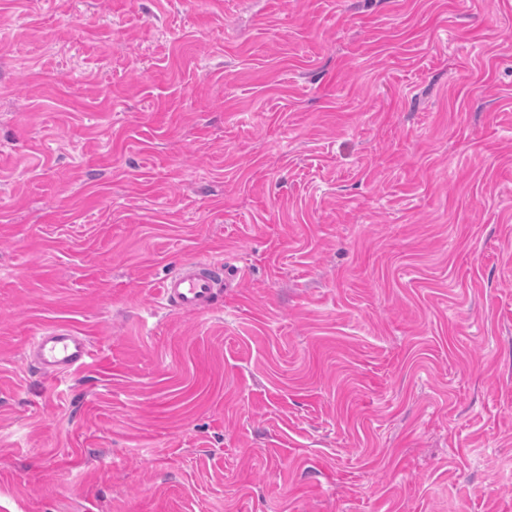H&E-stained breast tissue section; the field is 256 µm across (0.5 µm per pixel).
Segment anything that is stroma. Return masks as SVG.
<instances>
[{"label":"stroma","instance_id":"obj_1","mask_svg":"<svg viewBox=\"0 0 512 512\" xmlns=\"http://www.w3.org/2000/svg\"><path fill=\"white\" fill-rule=\"evenodd\" d=\"M0 512H512V0H0ZM223 275L222 264L194 262L186 265L161 283V305L178 312L205 313L213 305L215 286ZM26 353L47 377L84 371L93 358L87 336L64 326L48 327L33 336Z\"/></svg>","mask_w":512,"mask_h":512}]
</instances>
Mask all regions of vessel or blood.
<instances>
[{"mask_svg":"<svg viewBox=\"0 0 512 512\" xmlns=\"http://www.w3.org/2000/svg\"><path fill=\"white\" fill-rule=\"evenodd\" d=\"M224 267L210 262H194L172 274L160 285L164 308L185 313H204L216 298L215 286ZM26 353L42 375L55 377L86 370L93 358L87 337L64 326L43 329L29 341Z\"/></svg>","mask_w":512,"mask_h":512,"instance_id":"vessel-or-blood-1","label":"vessel or blood"}]
</instances>
